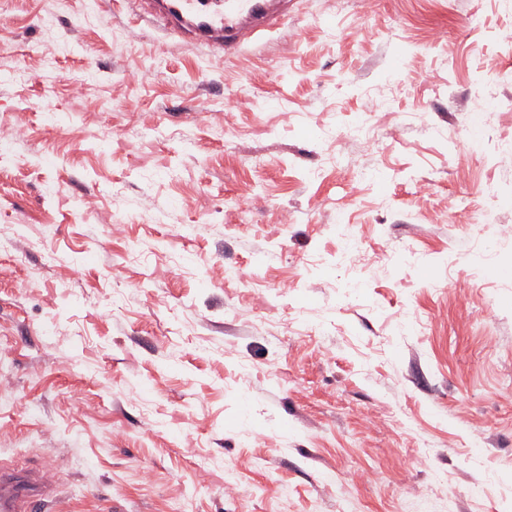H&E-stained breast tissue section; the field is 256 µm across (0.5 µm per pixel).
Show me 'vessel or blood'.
Listing matches in <instances>:
<instances>
[{"label":"vessel or blood","mask_w":512,"mask_h":512,"mask_svg":"<svg viewBox=\"0 0 512 512\" xmlns=\"http://www.w3.org/2000/svg\"><path fill=\"white\" fill-rule=\"evenodd\" d=\"M132 9L163 20L179 36L230 55L283 24L290 0H128ZM44 481L0 473V512H38Z\"/></svg>","instance_id":"1"}]
</instances>
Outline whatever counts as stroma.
<instances>
[{
	"mask_svg": "<svg viewBox=\"0 0 512 512\" xmlns=\"http://www.w3.org/2000/svg\"><path fill=\"white\" fill-rule=\"evenodd\" d=\"M510 32L292 0L226 56L0 0V468L45 512H512Z\"/></svg>",
	"mask_w": 512,
	"mask_h": 512,
	"instance_id": "stroma-1",
	"label": "stroma"
}]
</instances>
